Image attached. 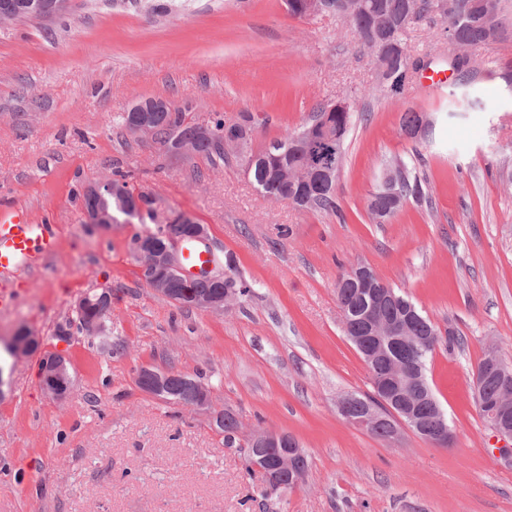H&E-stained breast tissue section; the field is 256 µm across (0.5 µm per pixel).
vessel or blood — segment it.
I'll list each match as a JSON object with an SVG mask.
<instances>
[{"label":"vessel or blood","instance_id":"b4317fda","mask_svg":"<svg viewBox=\"0 0 512 512\" xmlns=\"http://www.w3.org/2000/svg\"><path fill=\"white\" fill-rule=\"evenodd\" d=\"M57 225L31 223L25 209L12 207L0 212V276L38 269L58 246ZM182 266L186 271L210 265L213 255L203 244L181 246Z\"/></svg>","mask_w":512,"mask_h":512}]
</instances>
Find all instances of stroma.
Returning a JSON list of instances; mask_svg holds the SVG:
<instances>
[{
    "mask_svg": "<svg viewBox=\"0 0 512 512\" xmlns=\"http://www.w3.org/2000/svg\"><path fill=\"white\" fill-rule=\"evenodd\" d=\"M72 0L64 18L0 26V207L51 217L59 245L44 268L6 282L0 336L31 327L66 350L73 382L55 400L36 357L7 358L0 400V512H261L263 485L243 451L213 431L208 412L164 403L135 378L144 366L203 374L212 407L242 432L295 437L305 482L273 495L268 512H512V456H501L472 393L487 347L512 365V36L475 51L468 72L432 90L412 72L402 93L379 88L372 55L333 13L289 16L284 0ZM412 57L446 66L441 21L411 27ZM349 98L337 212L270 200L237 161L173 157L125 130L118 116L143 99L190 104L188 119L262 117L252 142L309 121L316 104ZM426 113L408 138L406 109ZM402 160L425 197L379 224L367 203L387 161ZM131 171L158 216L185 213L232 253L252 284L223 311L178 308L147 288L132 253L141 224H87L75 190ZM366 265L407 294L441 334L427 377L457 437L438 448L409 431L384 442L347 423L337 403L369 391L336 304L342 270ZM110 288L100 338L57 334L79 299Z\"/></svg>",
    "mask_w": 512,
    "mask_h": 512,
    "instance_id": "1",
    "label": "stroma"
}]
</instances>
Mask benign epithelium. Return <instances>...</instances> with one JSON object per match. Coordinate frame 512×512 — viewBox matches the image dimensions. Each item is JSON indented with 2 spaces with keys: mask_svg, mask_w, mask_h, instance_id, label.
<instances>
[{
  "mask_svg": "<svg viewBox=\"0 0 512 512\" xmlns=\"http://www.w3.org/2000/svg\"><path fill=\"white\" fill-rule=\"evenodd\" d=\"M67 4L68 0H35L29 7L38 19L49 20L64 13ZM370 10L368 0H336L335 6L330 8V11L349 18ZM173 108L174 105L164 99H147L130 109L129 122L136 134L151 138L154 133L153 113L169 112ZM293 148L305 155L303 173L308 180L318 185L326 184L333 181L339 173L343 151L340 141L330 132L329 127H323V135L318 138L309 137L305 132L300 133ZM83 195L87 223L103 230L112 228V214L107 199L126 200L123 185L106 177L87 183ZM181 243L179 238L158 241L153 236L144 235L133 246L144 281L154 293L167 300L174 292L171 288L172 280H177L185 287L192 281V277L184 273L180 264ZM353 280L357 287L368 289L369 294L383 302L394 299V295L388 291L374 289L372 273L367 269L356 271ZM233 303L234 300L221 291L215 294H197L193 300L194 307L206 310H224ZM342 325L349 339L369 362L383 354L384 343L408 345L411 340L407 336V322H381L370 312L364 314L361 325L354 330L350 328L345 314L342 315ZM10 343L17 358L31 355L40 347L39 337L25 326L14 330ZM38 371L42 385L49 395L54 394L56 389L69 388L72 382L65 355L60 352L44 354L39 360ZM487 371L498 378L500 389L495 397L484 401V405L488 407V416L494 426L497 441L501 442L499 453L512 456V371L503 367L493 352L487 357ZM175 377L177 372L169 368L143 367L137 374L136 384L151 396L163 398L169 394L170 383ZM182 380L196 386L194 408L209 412L213 429L218 433L222 432V413L212 410L209 388L192 376L184 375ZM355 403L356 397L347 395L339 401V409L346 421L356 427L369 431L374 425L391 419L396 423L391 434L394 440L403 428L438 446L451 447L455 443V434L447 429L443 412L433 404L429 384L407 359L392 361L389 369L379 379L378 395L365 402L358 412L353 410ZM431 423L436 424L432 433L428 431ZM241 437L244 438V444L255 453V467L263 474L294 486L305 481L306 474L301 466L302 460L306 459V451L298 442L284 433L270 429H255L245 436L242 432H237L236 438Z\"/></svg>",
  "mask_w": 512,
  "mask_h": 512,
  "instance_id": "benign-epithelium-1",
  "label": "benign epithelium"
}]
</instances>
